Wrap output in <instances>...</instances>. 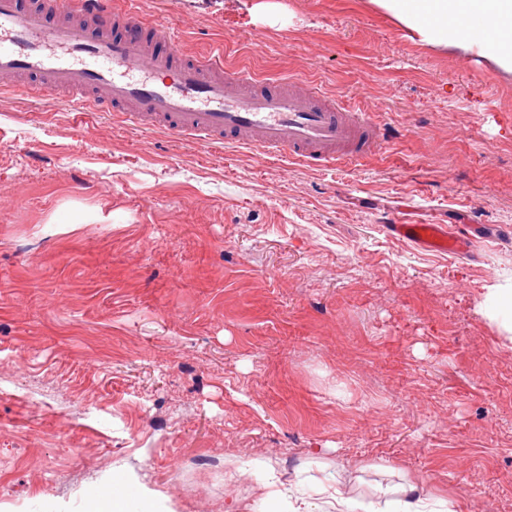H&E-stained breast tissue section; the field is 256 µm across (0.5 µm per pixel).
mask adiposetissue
Instances as JSON below:
<instances>
[{
  "label": "adipose tissue",
  "instance_id": "ef3b65f1",
  "mask_svg": "<svg viewBox=\"0 0 512 512\" xmlns=\"http://www.w3.org/2000/svg\"><path fill=\"white\" fill-rule=\"evenodd\" d=\"M372 4L394 18L416 43L432 48H453L462 52L479 50L497 69L512 73V0H371ZM480 18L494 28L491 43L463 37L462 27L468 19ZM330 512H449L452 503L427 492L418 477H409L395 487H378V501L348 495L341 483L324 487Z\"/></svg>",
  "mask_w": 512,
  "mask_h": 512
}]
</instances>
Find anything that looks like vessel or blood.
I'll use <instances>...</instances> for the list:
<instances>
[{
    "instance_id": "b4317fda",
    "label": "vessel or blood",
    "mask_w": 512,
    "mask_h": 512,
    "mask_svg": "<svg viewBox=\"0 0 512 512\" xmlns=\"http://www.w3.org/2000/svg\"><path fill=\"white\" fill-rule=\"evenodd\" d=\"M222 56L188 57L138 0H0V89L48 98L69 95L98 112L219 147H245L321 168L354 165L377 152L375 115L295 78L260 82L249 69L225 71ZM389 233L440 253H459L476 224H391Z\"/></svg>"
}]
</instances>
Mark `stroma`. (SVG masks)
Listing matches in <instances>:
<instances>
[{"instance_id": "obj_1", "label": "stroma", "mask_w": 512, "mask_h": 512, "mask_svg": "<svg viewBox=\"0 0 512 512\" xmlns=\"http://www.w3.org/2000/svg\"><path fill=\"white\" fill-rule=\"evenodd\" d=\"M190 57L288 76L390 130L354 169L0 92V512H247L255 460L314 489L420 476L512 512V74L370 0H140ZM108 224H54L61 208ZM389 224H480L458 255ZM389 461L393 474L374 470ZM369 470L355 471L356 463ZM512 286L497 284L487 287L483 306L501 330L509 335L512 341Z\"/></svg>"}]
</instances>
